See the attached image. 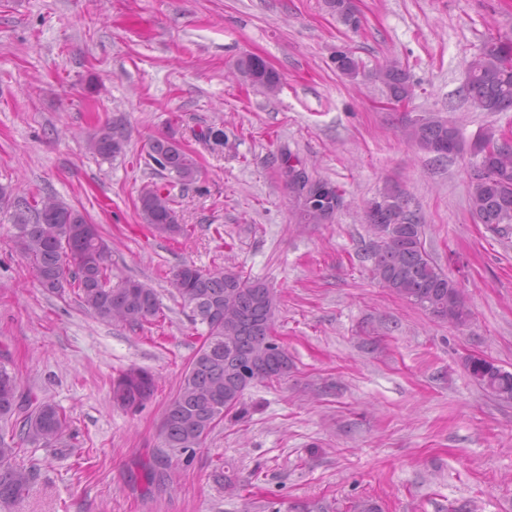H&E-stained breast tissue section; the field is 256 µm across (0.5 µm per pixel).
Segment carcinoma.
I'll list each match as a JSON object with an SVG mask.
<instances>
[{"label":"carcinoma","instance_id":"cac0c4a2","mask_svg":"<svg viewBox=\"0 0 512 512\" xmlns=\"http://www.w3.org/2000/svg\"><path fill=\"white\" fill-rule=\"evenodd\" d=\"M329 10L352 29L359 17L351 14V0H325ZM336 69L355 77L359 63L350 50H338ZM235 69L251 85L277 94L280 74L261 57L244 54ZM389 96L405 103L414 96L407 73L392 61L378 71ZM464 99L478 112L512 110V32L489 30L481 47L468 61ZM408 141L419 149L444 158L461 150L457 128L434 114L408 120ZM126 142L121 127L98 129L87 149L110 159ZM475 161L469 180L470 212L479 224L496 231L512 227V142L496 129L481 131L471 146ZM148 157L168 173L169 187L146 184L138 197L142 223L155 235L176 239L189 235L180 223L171 189L184 191L195 185L200 169L194 156L173 135L153 139ZM295 199V212L305 224H329L344 207V193L331 182L311 176L287 181ZM380 236L371 253L373 276L393 294L428 312L436 319L465 326L471 319L457 281L433 260L423 243L419 216L411 211L404 193L387 185L366 214ZM15 252L35 271L44 291L62 294L69 288L82 308L95 319L137 328L164 316L154 289L136 281L112 287V242L99 224L78 209L50 197L35 201L32 214L15 215ZM171 285L190 308L193 324L205 327L200 346L182 374L176 393L167 402L161 426L166 447L189 451L227 417L241 420L248 414L246 392L258 382H278L288 377L293 362L274 335L280 297L265 283L243 272L222 268L202 270L184 263L172 271ZM473 382L503 402H512V372L484 357L465 359ZM156 380L148 371L130 367L112 380V404L136 412L154 395ZM0 502L21 498L37 468L20 467L15 459L24 444L65 447L68 421L57 405L19 391L16 374L0 362Z\"/></svg>","mask_w":512,"mask_h":512}]
</instances>
